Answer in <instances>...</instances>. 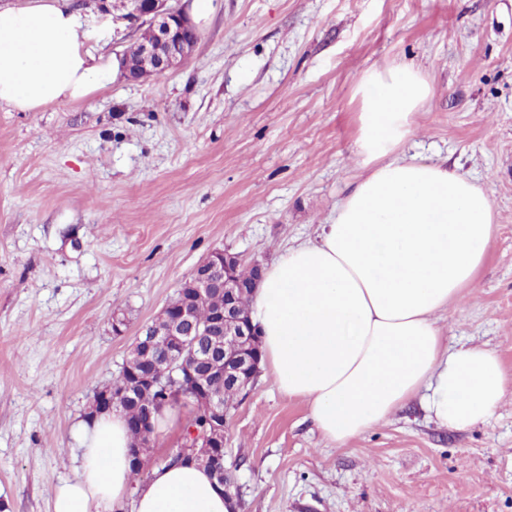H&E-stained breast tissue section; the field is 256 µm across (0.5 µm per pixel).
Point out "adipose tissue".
I'll list each match as a JSON object with an SVG mask.
<instances>
[{"mask_svg":"<svg viewBox=\"0 0 512 512\" xmlns=\"http://www.w3.org/2000/svg\"><path fill=\"white\" fill-rule=\"evenodd\" d=\"M81 15L58 0L0 7V104L35 112L86 98L118 67L95 54ZM351 184L315 239L289 247L251 301L261 365L287 397L305 399L321 435L345 445L421 398L437 424L486 422L505 394L494 350L448 349L436 315L471 286L496 229L486 186L439 163L396 156L431 97L421 69H368ZM76 475L56 488L52 512H229L224 486L194 459L131 482L124 415L80 426Z\"/></svg>","mask_w":512,"mask_h":512,"instance_id":"ef3b65f1","label":"adipose tissue"}]
</instances>
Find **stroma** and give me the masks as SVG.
I'll use <instances>...</instances> for the list:
<instances>
[{
  "label": "stroma",
  "instance_id": "obj_1",
  "mask_svg": "<svg viewBox=\"0 0 512 512\" xmlns=\"http://www.w3.org/2000/svg\"><path fill=\"white\" fill-rule=\"evenodd\" d=\"M97 53L139 37L82 9ZM433 88L399 155L488 186L498 224L446 344L496 351L505 395L456 430L420 400L339 446L258 376L224 425L239 512H512V0H212L185 65L67 105H0V512H50L78 426L142 329L214 250L267 264L326 223L361 169L357 76ZM125 321L122 334L114 317ZM170 409L144 472L180 447Z\"/></svg>",
  "mask_w": 512,
  "mask_h": 512
}]
</instances>
